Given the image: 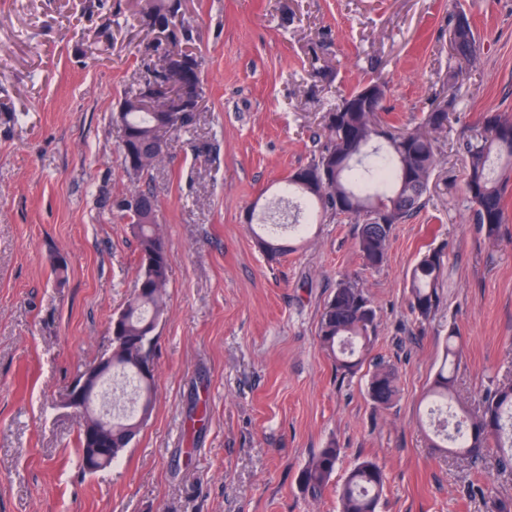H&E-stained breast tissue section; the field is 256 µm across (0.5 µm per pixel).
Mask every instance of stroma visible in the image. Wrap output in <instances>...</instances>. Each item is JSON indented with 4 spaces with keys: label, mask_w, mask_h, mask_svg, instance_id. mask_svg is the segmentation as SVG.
Instances as JSON below:
<instances>
[{
    "label": "stroma",
    "mask_w": 512,
    "mask_h": 512,
    "mask_svg": "<svg viewBox=\"0 0 512 512\" xmlns=\"http://www.w3.org/2000/svg\"><path fill=\"white\" fill-rule=\"evenodd\" d=\"M184 2L206 96L135 183L114 116L168 42L137 22L136 0H0V512H337L335 492L315 502L296 482L331 439L342 450L333 484L357 461L384 466L380 512H485L487 496L512 499L511 473L438 453L418 428L449 329L462 345V403L477 409L512 377V187L488 239L464 150L484 115H512V0ZM462 14L477 57L452 87ZM377 77L382 117L402 128L455 94L423 207L394 226L381 270L364 268L345 218L268 262L251 208L274 206L324 143V113ZM137 185L157 199L170 254L157 396L118 462L92 474L62 400L105 353L133 289L137 243L118 203ZM431 245L446 248L443 302L420 321L407 284ZM345 276L377 311L371 357L398 376L386 409L367 396L368 368L337 376L318 338Z\"/></svg>",
    "instance_id": "obj_1"
}]
</instances>
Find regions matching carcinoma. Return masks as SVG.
I'll return each mask as SVG.
<instances>
[{"label":"carcinoma","instance_id":"carcinoma-1","mask_svg":"<svg viewBox=\"0 0 512 512\" xmlns=\"http://www.w3.org/2000/svg\"><path fill=\"white\" fill-rule=\"evenodd\" d=\"M180 0H139L140 21L149 16L164 20L176 17L175 4ZM451 36L455 58L461 64L476 59V39L466 16L458 18ZM185 81L197 97H205L201 78V61L191 56ZM378 96L367 110L353 111L350 104L360 94L354 90L341 104L325 116L326 142L311 164L290 174L285 191L298 198L308 209L311 219L318 214L333 217L345 215L358 226L357 247L364 266L371 270L387 262L393 226L402 224L423 205V198L437 161V145L432 133L448 124V113L427 112L423 127L393 130L376 139V126H389L379 118L386 97V84L371 80ZM143 89L126 96L120 104L118 123L124 131L119 142L123 160L134 154L139 158L134 180L140 179L158 160L151 151V140L159 127L172 123L178 131L192 121L190 112H154L142 103ZM483 134L466 142L468 177L466 187L475 205V224L489 239L498 237L505 216L503 197L512 181V116L489 113L484 116ZM255 245L267 258L274 260L288 251L267 226L258 222ZM131 232L139 254L135 288L125 309L112 317L119 332L110 337L112 369L135 381L137 404L144 409L131 413L112 412V456L129 447L132 440L151 417L156 398L154 365V332L166 309L169 283V251L166 240L155 224V217L130 215ZM444 251L430 248L412 269L409 278L410 309L415 316L430 319L441 303V275ZM377 326V312L364 288L357 281L344 278L336 285L333 296L325 302L320 314L318 336L322 346L335 360L336 369L351 373L370 349ZM459 334L451 328L444 356L427 392L428 403L457 409L450 415L453 434L442 427L435 429L442 441H432L435 448H446L472 464L483 461L487 450L497 449L495 462L501 472H512V379L502 380L488 389L480 407L469 412L456 399V365L461 356ZM398 392L394 370L379 362L367 384V394L377 408L390 406ZM78 445L81 458L88 457L91 433L98 423L90 413L80 414ZM340 459V449L331 441L312 454L298 471L296 481L301 492L316 501L323 497ZM386 476L383 467L373 459L356 463L338 491L339 512H378Z\"/></svg>","mask_w":512,"mask_h":512}]
</instances>
